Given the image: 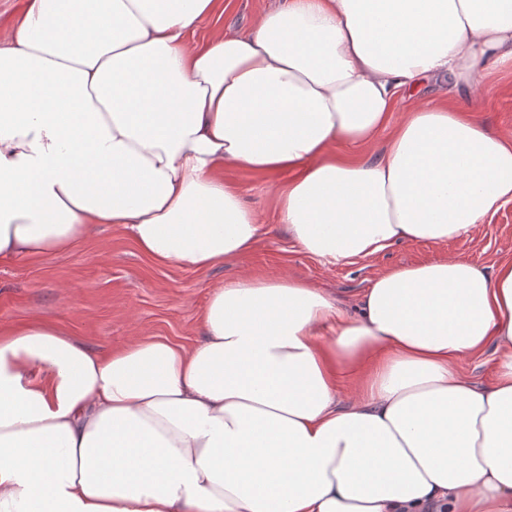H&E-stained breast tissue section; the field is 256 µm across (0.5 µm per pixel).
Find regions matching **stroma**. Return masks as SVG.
<instances>
[{"instance_id":"35a3bbf8","label":"stroma","mask_w":512,"mask_h":512,"mask_svg":"<svg viewBox=\"0 0 512 512\" xmlns=\"http://www.w3.org/2000/svg\"><path fill=\"white\" fill-rule=\"evenodd\" d=\"M221 20L206 17L192 37L218 28L243 29L274 0H228ZM479 121L512 136V64L482 80ZM224 176L254 211L262 235L248 255L208 270L157 265L145 258L119 224L99 225L71 251L43 259L0 263V327L52 319L91 348L118 347L137 338L166 337L191 346L203 336L201 317L213 287L248 275L291 276L324 289L347 309L378 274L442 257H464L482 268L512 260V204L467 236L445 244L401 242L347 264L332 265L304 251L279 224L275 187L286 175L266 177L242 168Z\"/></svg>"}]
</instances>
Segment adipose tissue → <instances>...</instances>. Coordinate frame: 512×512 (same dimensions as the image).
Returning a JSON list of instances; mask_svg holds the SVG:
<instances>
[{"label":"adipose tissue","instance_id":"adipose-tissue-1","mask_svg":"<svg viewBox=\"0 0 512 512\" xmlns=\"http://www.w3.org/2000/svg\"><path fill=\"white\" fill-rule=\"evenodd\" d=\"M214 5L27 0L0 40V262L101 224L159 263L236 260L260 225L228 168L288 174L278 221L330 264L512 203V138L468 116L512 62V0H277L192 40ZM202 326L107 350L0 327V512H512V262L394 268L352 311L227 280ZM490 348L492 383L457 370Z\"/></svg>","mask_w":512,"mask_h":512}]
</instances>
